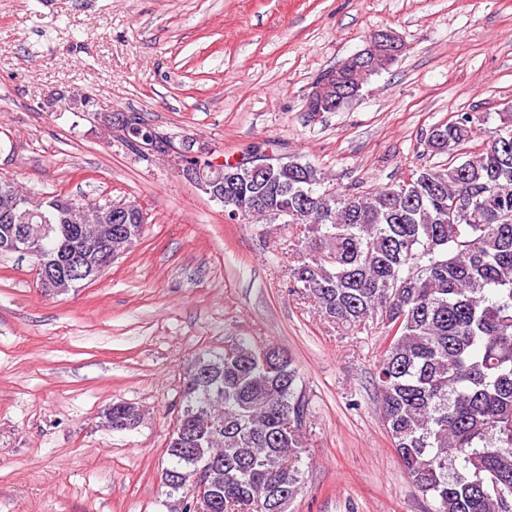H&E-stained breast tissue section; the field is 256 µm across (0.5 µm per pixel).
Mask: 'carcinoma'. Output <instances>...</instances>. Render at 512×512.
I'll list each match as a JSON object with an SVG mask.
<instances>
[{
  "instance_id": "carcinoma-1",
  "label": "carcinoma",
  "mask_w": 512,
  "mask_h": 512,
  "mask_svg": "<svg viewBox=\"0 0 512 512\" xmlns=\"http://www.w3.org/2000/svg\"><path fill=\"white\" fill-rule=\"evenodd\" d=\"M357 56L345 60L341 87L312 92L307 110L330 111L353 89ZM482 112H459L430 128L427 153L448 163L412 171L409 182L369 192L322 187L320 169L295 157L257 180L245 165L221 164L211 186L227 213L280 221L305 251L292 269L320 315L354 330L379 318L385 345L374 369L378 407L410 483L435 512H512V115L482 129ZM124 141L155 154L170 137L137 118L119 123ZM484 131L485 145L457 161ZM181 144L187 167H210L206 148ZM36 195L0 177V207L54 257L80 250L102 228L96 203ZM112 233V250L141 238ZM309 401L292 360L275 346L266 357L239 340L190 361L181 407L166 448L178 482L166 495L190 492L197 473L212 472L220 498L207 512H287L299 493ZM138 406L112 404L102 414L117 431L141 419Z\"/></svg>"
}]
</instances>
